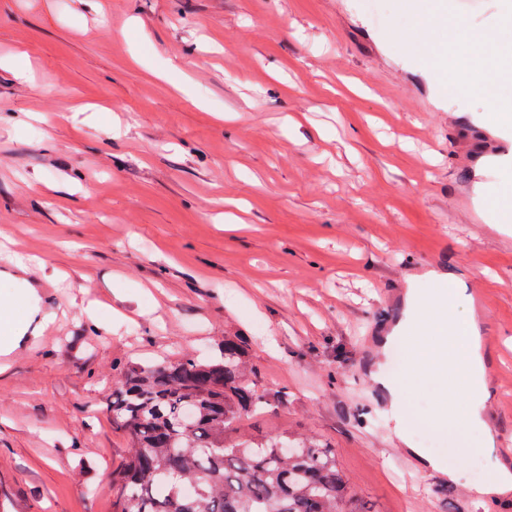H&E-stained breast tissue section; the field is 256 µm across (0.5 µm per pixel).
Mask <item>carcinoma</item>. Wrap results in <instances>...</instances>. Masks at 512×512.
<instances>
[{
    "instance_id": "cac0c4a2",
    "label": "carcinoma",
    "mask_w": 512,
    "mask_h": 512,
    "mask_svg": "<svg viewBox=\"0 0 512 512\" xmlns=\"http://www.w3.org/2000/svg\"><path fill=\"white\" fill-rule=\"evenodd\" d=\"M254 375L236 336L217 356L119 368L110 412L129 450L115 512H366L346 507L356 496L320 440L239 433L242 419L286 400Z\"/></svg>"
}]
</instances>
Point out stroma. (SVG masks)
<instances>
[{"mask_svg":"<svg viewBox=\"0 0 512 512\" xmlns=\"http://www.w3.org/2000/svg\"><path fill=\"white\" fill-rule=\"evenodd\" d=\"M409 2L0 0V265L39 256L59 327L0 374V512H114L118 368L234 335L288 394L242 430L324 441L370 512H475L495 451L438 450L431 388L399 443L371 377L383 320L441 270L486 294L487 412L512 440V223L462 208L506 179L474 132L497 114L461 72L426 108ZM494 15L458 0L438 35L468 53Z\"/></svg>","mask_w":512,"mask_h":512,"instance_id":"stroma-1","label":"stroma"}]
</instances>
